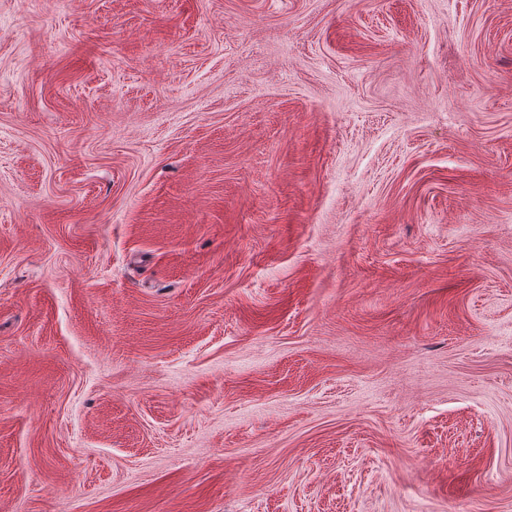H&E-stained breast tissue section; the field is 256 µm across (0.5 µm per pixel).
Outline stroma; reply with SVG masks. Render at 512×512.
Returning a JSON list of instances; mask_svg holds the SVG:
<instances>
[{
  "mask_svg": "<svg viewBox=\"0 0 512 512\" xmlns=\"http://www.w3.org/2000/svg\"><path fill=\"white\" fill-rule=\"evenodd\" d=\"M0 512H512V0H0Z\"/></svg>",
  "mask_w": 512,
  "mask_h": 512,
  "instance_id": "35a3bbf8",
  "label": "stroma"
}]
</instances>
